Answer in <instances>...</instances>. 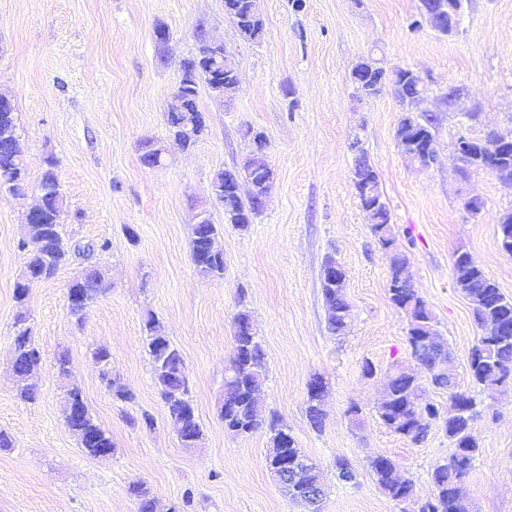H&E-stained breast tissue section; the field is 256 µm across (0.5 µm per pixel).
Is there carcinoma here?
Returning a JSON list of instances; mask_svg holds the SVG:
<instances>
[{
	"label": "carcinoma",
	"instance_id": "1",
	"mask_svg": "<svg viewBox=\"0 0 512 512\" xmlns=\"http://www.w3.org/2000/svg\"><path fill=\"white\" fill-rule=\"evenodd\" d=\"M442 3L449 7L462 21L464 0H420L419 15L432 4ZM224 13L234 24L238 34L247 41L262 38L265 23L257 0H224ZM350 81L358 98H372L378 94V85L388 84L395 97L402 103L414 105L425 89L412 70L391 67L387 70L371 68V64L359 60L352 67ZM205 84L216 96H229L236 91L238 75L232 64L217 56V50L199 39L197 54L188 59L185 72L165 113L169 133L179 137L186 129L194 130V136L184 147H194L207 131V124L198 109L199 84ZM14 112H0V136L9 131L13 148L0 151V187L18 189L16 177L27 176L25 153L16 132ZM435 118L427 113L407 112L399 121L395 139L398 147L404 142L418 139L421 142L435 141ZM256 150L246 158L241 167L224 169L215 174L211 182V196L223 208L224 223L240 228L251 223L258 210L254 196L243 199L239 182L246 179L257 188H270L268 182L270 166L263 150L265 139L261 133L253 136ZM455 149L463 153L465 160L474 169L488 162L485 136L458 137ZM141 161L147 166L162 164L163 148L151 139L140 143ZM379 177L368 158L354 163L353 183L361 208L370 221V231L383 250L388 265V294L392 304L406 317V342L411 363L397 364L387 375V390L384 400L376 407L381 423L396 434L417 444L424 442L432 425L439 422L450 441L453 451L448 459L436 465L431 473L434 486L433 497L420 507V512H471V505L463 492V481L473 461L479 454V446L472 435L474 421L479 416L474 398L457 390L456 377L448 373V379H435L433 368L438 360L439 332L434 316L426 301L413 288H398L396 284L407 278L409 260L406 254L389 247L395 233L390 208L373 207L374 198L365 186L374 185ZM38 188L45 192V207L41 214L25 225V237L19 244L26 254L25 270L31 276L50 279L55 276L72 255L85 259L95 252L108 249V242L100 245L71 244L61 233L65 199L60 191L55 171V161L47 160ZM204 222L192 228L191 261L196 274L203 279L224 277V252L213 248L212 240L219 235L210 215L202 213ZM497 236L501 250L512 255V212L503 214L497 224ZM452 274L456 288L468 301L475 322L483 327L490 323L512 325V297H507L499 285L489 278L468 252L458 249L453 255ZM82 300H69L70 315L82 323L87 305L108 290L104 272L96 266L85 269L73 284ZM322 295L326 307L328 331L343 335L348 331L352 319V306L342 288L321 280ZM29 289L18 282L14 288L16 307L20 309L14 323L13 362L23 369L17 376L16 394L24 402L33 403L38 396L36 371L42 362V353L35 345L32 329L26 325L22 309L28 307ZM235 348L224 376V399L219 406V417L224 429L237 436L246 437L265 427L271 433L267 463L288 497L301 505L305 512H319V502L308 498L309 487L324 489L316 468L308 463L295 439L289 436L288 428L275 415L265 416L258 405L257 392L266 369L265 352L256 338L249 312L240 311L234 318ZM146 347L151 360V373L156 389L162 398L168 416L178 430L183 445L194 448L202 440L203 429L193 409L190 397L188 372L184 358L159 321L150 317L145 323ZM101 366V376L112 395L121 401H131L130 393L116 378L112 377V355L106 348L94 351ZM468 371L473 383L484 390L512 387V333L507 336L482 335L467 356ZM427 379L437 389L448 391L450 406L460 405L465 416L448 411V418L439 417L436 406L425 399L422 379ZM327 383L319 374L308 382L306 417L310 427L322 431L327 413L325 397ZM66 426L76 437L79 447L89 456H95L105 448L114 451L110 434L101 427L84 401L82 390L71 387L67 392V403L63 412ZM296 456V472L289 478L281 476L278 469L285 453ZM369 468L378 487L390 500L405 504L414 501L415 489L411 479L402 475L399 465L384 456L369 459ZM137 501L138 512H154L155 498L148 488L135 485L130 489Z\"/></svg>",
	"mask_w": 512,
	"mask_h": 512
}]
</instances>
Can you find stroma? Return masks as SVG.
<instances>
[{
  "label": "stroma",
  "instance_id": "1",
  "mask_svg": "<svg viewBox=\"0 0 512 512\" xmlns=\"http://www.w3.org/2000/svg\"><path fill=\"white\" fill-rule=\"evenodd\" d=\"M261 39L239 36L224 0H0V95L12 103L25 146L28 178L0 191V429L14 446L0 451V512H138L132 486H146L158 512H301L266 462L269 434L226 432L217 407L234 348V317L247 307L267 357L260 390L298 448L321 472V512H417L389 500L371 478L370 457L395 460L412 479L418 501L433 492L431 472L452 446L441 428L421 444L379 420L392 364L409 357L406 320L390 302L386 259L353 185L351 135H359L377 169L397 226L395 247L409 258L412 283L432 309L452 351L460 391L482 415L472 428L480 453L464 481L472 512H512V389L485 391L467 373V355L482 331L455 288L452 258L467 251L512 297V256L497 238L499 217L512 211V186L486 172L461 176L459 135L512 133V0H468L458 33L420 22L419 0H258ZM164 27L167 42L154 31ZM223 42L238 67L230 98L200 87L208 132L190 151L169 144L166 163L149 168L139 144L167 142L164 110L199 36ZM373 55L414 70L427 89L424 109L437 119V160L422 169L401 154L395 129L402 106L391 91L352 101L350 71ZM465 95L449 111V88ZM263 133L275 179L252 224L225 223L210 197L216 172L239 166ZM54 156L67 208L66 238L108 241L97 253L109 290L76 324L67 291L85 262L71 260L54 279L30 285L29 314L43 354L39 397L16 396L10 369L13 297L26 256L18 247L34 204L45 156ZM484 201L468 212L467 197ZM223 225L224 277L199 278L191 262V228L201 210ZM346 271L353 307L349 333L325 323L320 274L326 257ZM155 316L181 350L204 436L183 447L154 386L143 347ZM107 348L112 373L135 395L124 403L100 379L93 352ZM69 355L70 375L55 368ZM376 370L362 375L365 364ZM322 374L327 419L313 430L305 416L307 383ZM76 383L115 453L86 455L63 419L64 387ZM358 404L359 426L346 410ZM154 422L145 427L142 413ZM358 472L336 479L337 459Z\"/></svg>",
  "mask_w": 512,
  "mask_h": 512
}]
</instances>
